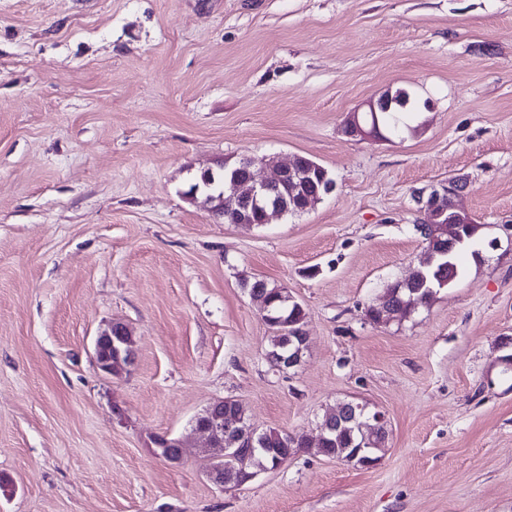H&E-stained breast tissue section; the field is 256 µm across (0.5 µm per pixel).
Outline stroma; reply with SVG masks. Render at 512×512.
Wrapping results in <instances>:
<instances>
[{
  "label": "stroma",
  "instance_id": "1",
  "mask_svg": "<svg viewBox=\"0 0 512 512\" xmlns=\"http://www.w3.org/2000/svg\"><path fill=\"white\" fill-rule=\"evenodd\" d=\"M414 129L349 136L384 93ZM295 155L336 183L227 224L204 169ZM459 180L484 227L410 319L364 311L418 266V196ZM286 288L309 348L279 373L242 279ZM127 324L135 362L93 343ZM512 0H0V512H512ZM316 435L354 399L361 467L300 452L224 490L192 439L213 401ZM377 101L383 102L388 107V112H377L375 101L369 102L368 112H352L347 117L344 125V132L347 135L354 133L357 122L364 125L366 122L379 121L384 133H397L404 128L409 129V121L419 118L420 112H415L417 108L410 101L409 94L404 90H398L395 94H385ZM130 329L123 322H114L94 340L93 359L103 372L116 374L130 364L134 355ZM344 406H346L348 423L360 420L361 428L376 429L379 426H383L384 429H387L384 415L378 411L369 412L368 406L365 403L347 400L342 402L340 409ZM154 442L158 451L157 454L170 462L180 461L186 454L185 453L181 456L182 451L186 449L187 452L189 448L186 441L180 438H168L167 436H158L155 438ZM177 457L179 458L176 459Z\"/></svg>",
  "mask_w": 512,
  "mask_h": 512
}]
</instances>
